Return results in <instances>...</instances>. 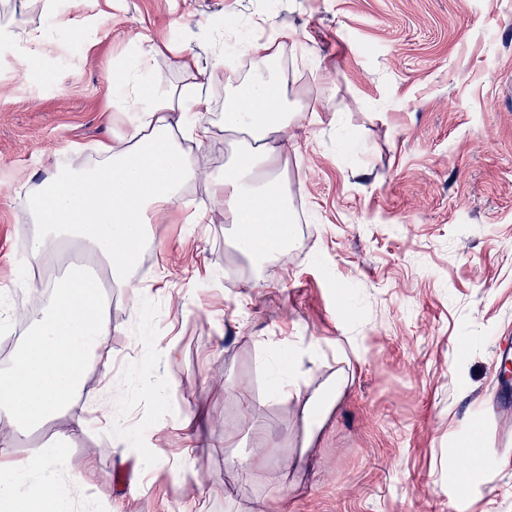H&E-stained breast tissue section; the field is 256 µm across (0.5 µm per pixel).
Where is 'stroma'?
<instances>
[{
    "label": "stroma",
    "instance_id": "obj_1",
    "mask_svg": "<svg viewBox=\"0 0 512 512\" xmlns=\"http://www.w3.org/2000/svg\"><path fill=\"white\" fill-rule=\"evenodd\" d=\"M75 16L88 35L73 49L62 20ZM253 18L288 54L289 101L323 107L284 144L306 220L261 264L234 248L222 208L152 225L138 264L157 292L138 311L113 289L112 369L85 376L87 426L55 492L75 512H512V409H478L497 389L495 343L512 336V0H0L17 33L0 36V291L17 286L29 233L20 193L128 130L114 73L152 46L164 79L188 82L178 50L212 63ZM36 29L48 45L33 67L21 35ZM238 74L214 73L201 170L224 168ZM135 334L150 349L132 351ZM312 343L302 398L245 414L291 345ZM143 368L163 400L144 394ZM339 369L346 394L295 468L304 398ZM107 387L131 430L107 426L94 399ZM199 416L210 445L178 461L175 422ZM232 457L248 472L228 470ZM452 462L476 479L457 485Z\"/></svg>",
    "mask_w": 512,
    "mask_h": 512
}]
</instances>
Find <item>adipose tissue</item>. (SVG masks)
Here are the masks:
<instances>
[{
    "mask_svg": "<svg viewBox=\"0 0 512 512\" xmlns=\"http://www.w3.org/2000/svg\"><path fill=\"white\" fill-rule=\"evenodd\" d=\"M249 53L254 73L231 87L223 124L230 134L249 132L255 146L233 151L223 172L208 175L206 201L188 207L183 192L199 175L194 149L211 133L201 116L211 106L207 89L213 72L186 54L180 65L190 73V82H166L153 64L151 48L113 79V108L132 115L128 132L97 142L82 166H49L20 198L19 210L31 226L25 267L44 266L74 248L98 272L71 267L46 281L49 302L43 308L0 312V320L19 317L27 325L10 367L0 373V503L14 512H72L70 499L50 493L49 487L65 469L64 448L85 426L75 401L86 371L111 365L102 351L112 332L108 290L131 289L138 304L153 294L151 286L132 282L151 225L175 213L202 224L220 207L235 227V248L249 259L264 261L287 251L293 213L280 179L278 142L299 111L285 93L286 74L263 76L274 57L271 43L250 41ZM345 387L339 376L309 397L303 449H310ZM61 415L69 418L66 428L27 457L11 456V448Z\"/></svg>",
    "mask_w": 512,
    "mask_h": 512,
    "instance_id": "1",
    "label": "adipose tissue"
}]
</instances>
